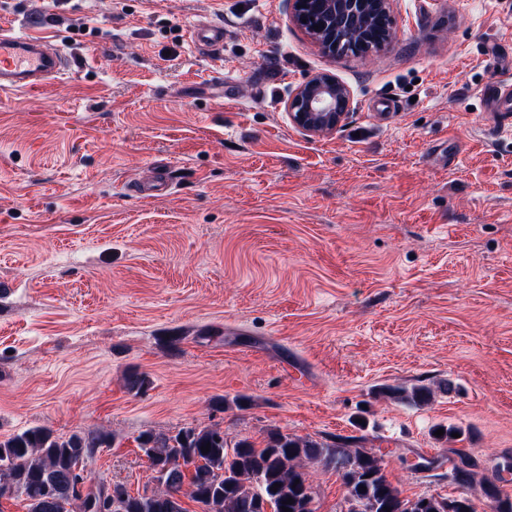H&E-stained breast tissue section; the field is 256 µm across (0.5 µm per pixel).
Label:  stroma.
<instances>
[{"instance_id":"1","label":"stroma","mask_w":512,"mask_h":512,"mask_svg":"<svg viewBox=\"0 0 512 512\" xmlns=\"http://www.w3.org/2000/svg\"><path fill=\"white\" fill-rule=\"evenodd\" d=\"M393 16L383 50L337 57L288 0H0V25L42 19L72 59L0 94V439L111 434L87 471L141 493L144 431L354 436L403 496L489 512L434 430L460 428L485 476L512 457V130L483 97L512 81V0ZM207 23L212 53L189 37ZM318 73L353 94L325 135L286 108ZM158 169L168 194H139ZM305 470L316 512H342L338 473ZM193 43L200 47L213 48L224 42V27L221 25H205L195 28L191 34ZM387 398L406 402L409 404L427 403L433 396L432 390L427 386H413L410 390L400 386H386L382 390Z\"/></svg>"}]
</instances>
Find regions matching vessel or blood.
<instances>
[{"label": "vessel or blood", "instance_id": "b4317fda", "mask_svg": "<svg viewBox=\"0 0 512 512\" xmlns=\"http://www.w3.org/2000/svg\"><path fill=\"white\" fill-rule=\"evenodd\" d=\"M193 43L215 48L224 41V28L205 25L191 34ZM69 57L52 38L32 32L19 33L0 27V92L34 93L65 75ZM489 111L503 118L512 117V84L496 80L484 90Z\"/></svg>", "mask_w": 512, "mask_h": 512}]
</instances>
